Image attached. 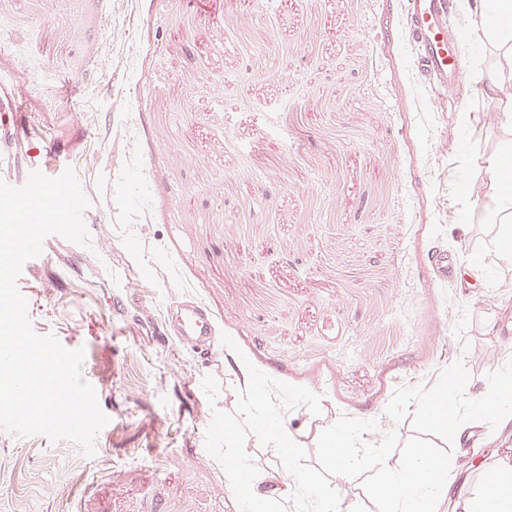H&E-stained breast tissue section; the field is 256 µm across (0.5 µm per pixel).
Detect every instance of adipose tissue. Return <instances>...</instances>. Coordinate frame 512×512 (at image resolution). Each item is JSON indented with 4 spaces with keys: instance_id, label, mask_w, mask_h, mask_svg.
<instances>
[{
    "instance_id": "adipose-tissue-1",
    "label": "adipose tissue",
    "mask_w": 512,
    "mask_h": 512,
    "mask_svg": "<svg viewBox=\"0 0 512 512\" xmlns=\"http://www.w3.org/2000/svg\"><path fill=\"white\" fill-rule=\"evenodd\" d=\"M471 33L497 50L495 76L485 85L487 95L500 94L512 83V0H474L470 9ZM502 124L509 133L493 161L496 169L494 191L488 197L489 211L499 213L500 247L504 258H512V113L503 112ZM457 512H512V455L503 454L485 494L464 497Z\"/></svg>"
}]
</instances>
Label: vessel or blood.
<instances>
[{
  "instance_id": "obj_1",
  "label": "vessel or blood",
  "mask_w": 512,
  "mask_h": 512,
  "mask_svg": "<svg viewBox=\"0 0 512 512\" xmlns=\"http://www.w3.org/2000/svg\"><path fill=\"white\" fill-rule=\"evenodd\" d=\"M408 39L417 48L416 67L437 85H461L467 60L457 35L448 30V0H407ZM0 166L6 168L7 183L23 185L33 164H20L10 152L0 151ZM169 333L150 330L147 338L159 347L169 344L212 352L218 345L216 321L208 305L199 298L188 297L172 307Z\"/></svg>"
}]
</instances>
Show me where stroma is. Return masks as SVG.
I'll return each mask as SVG.
<instances>
[{
  "mask_svg": "<svg viewBox=\"0 0 512 512\" xmlns=\"http://www.w3.org/2000/svg\"><path fill=\"white\" fill-rule=\"evenodd\" d=\"M468 9L453 0L449 17L463 86L438 103L393 33L399 0H0V111L23 98L30 139L54 146L51 170L75 169L96 222L77 275L53 254L17 285L37 334L84 348L109 418L91 457L0 430V512H240L204 433L213 410L235 412L251 364L321 395L320 414L284 416L313 467L343 416L377 421L367 442L410 439L414 409L386 413L394 393L459 359L476 456L489 467L512 449L511 420L473 416L512 376V263L483 220L512 102L466 94L493 64ZM442 254L486 268L442 284ZM123 290L139 297L125 320L108 308ZM188 293L237 344L206 366L140 328Z\"/></svg>",
  "mask_w": 512,
  "mask_h": 512,
  "instance_id": "1",
  "label": "stroma"
}]
</instances>
